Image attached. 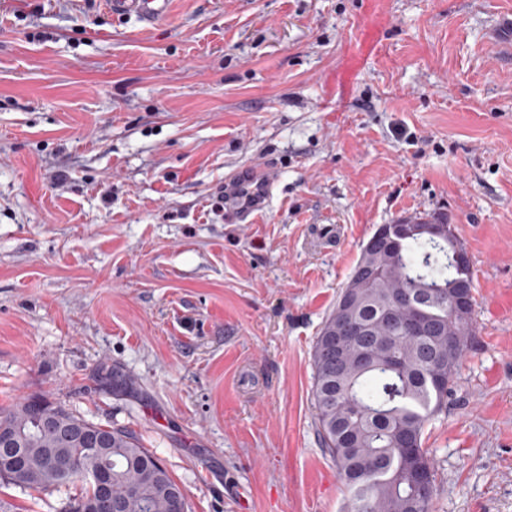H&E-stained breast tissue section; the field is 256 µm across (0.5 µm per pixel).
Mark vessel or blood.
<instances>
[{"label":"vessel or blood","mask_w":512,"mask_h":512,"mask_svg":"<svg viewBox=\"0 0 512 512\" xmlns=\"http://www.w3.org/2000/svg\"><path fill=\"white\" fill-rule=\"evenodd\" d=\"M170 0H102L105 10L115 17H133L151 25L169 13ZM274 179L268 168L241 167L224 177V200L229 214L240 224L253 223L266 207Z\"/></svg>","instance_id":"vessel-or-blood-1"}]
</instances>
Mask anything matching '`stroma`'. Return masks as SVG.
<instances>
[{
    "label": "stroma",
    "mask_w": 512,
    "mask_h": 512,
    "mask_svg": "<svg viewBox=\"0 0 512 512\" xmlns=\"http://www.w3.org/2000/svg\"><path fill=\"white\" fill-rule=\"evenodd\" d=\"M512 0H0V410L135 435L187 512H345L312 352L383 224L440 213L477 333L433 512H512ZM277 181L256 223L224 176ZM68 174L64 186L51 175ZM112 17H135L147 25L165 18L170 0H100Z\"/></svg>",
    "instance_id": "35a3bbf8"
}]
</instances>
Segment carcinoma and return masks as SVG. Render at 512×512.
<instances>
[{"label":"carcinoma","mask_w":512,"mask_h":512,"mask_svg":"<svg viewBox=\"0 0 512 512\" xmlns=\"http://www.w3.org/2000/svg\"><path fill=\"white\" fill-rule=\"evenodd\" d=\"M417 231L394 250L368 239L336 301L351 295L352 319L363 329L345 338L336 351L335 314L325 320L312 353L313 404L322 445L336 463L349 491L347 512H432L434 464L423 448L428 423L446 408L448 395L476 334L474 304L460 309L455 286L473 282V270L456 264L460 244L450 237ZM419 314L429 324L423 335L404 331L407 318ZM367 355L369 362H361ZM45 412L64 422H79L63 405L30 395L0 411V429L21 435L23 467L0 464V485L52 494L84 485L79 498L61 502L58 512H78L97 496V484L80 475V459L93 452L65 441L41 426ZM61 448L52 465L45 449ZM112 471V501L125 512H172L170 489L177 486L167 468L131 433L112 430L107 456ZM421 469L426 493L414 481Z\"/></svg>","instance_id":"carcinoma-1"}]
</instances>
